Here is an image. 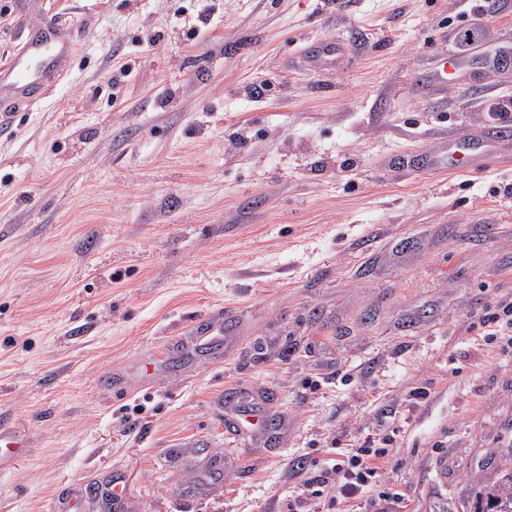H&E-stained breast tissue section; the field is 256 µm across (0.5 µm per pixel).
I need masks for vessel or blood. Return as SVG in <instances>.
Returning a JSON list of instances; mask_svg holds the SVG:
<instances>
[{
	"instance_id": "vessel-or-blood-1",
	"label": "vessel or blood",
	"mask_w": 512,
	"mask_h": 512,
	"mask_svg": "<svg viewBox=\"0 0 512 512\" xmlns=\"http://www.w3.org/2000/svg\"><path fill=\"white\" fill-rule=\"evenodd\" d=\"M75 41V35L47 23L28 35L7 62L0 64V115L13 116L36 103L51 83L62 78L76 49ZM345 53L343 42L322 41L311 46L305 58L312 71L319 72L335 68ZM463 64L462 58L439 54L426 74L415 76L412 87L422 92L429 84L447 82ZM510 142L512 129L506 127L486 138L452 135L443 151L428 154L425 168L442 174L481 169L496 157L498 146ZM223 333L217 324L196 326L197 350L218 354ZM26 446L24 435L0 422V471L12 469Z\"/></svg>"
}]
</instances>
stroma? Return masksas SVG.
Instances as JSON below:
<instances>
[{
    "instance_id": "35a3bbf8",
    "label": "stroma",
    "mask_w": 512,
    "mask_h": 512,
    "mask_svg": "<svg viewBox=\"0 0 512 512\" xmlns=\"http://www.w3.org/2000/svg\"><path fill=\"white\" fill-rule=\"evenodd\" d=\"M207 3L203 23L196 0H0V61L30 17L82 41L0 124V419L31 442L0 512H56L115 478V512H291L327 448L369 433L394 434L404 501L372 489L359 512H473L512 452V359L478 325L512 300V146L470 173L402 166L499 126L512 66L486 54L512 49V0ZM470 29L482 49L413 92ZM322 38L349 49L314 77ZM219 309L220 360L137 382ZM115 372L127 391L105 386ZM229 393L275 429L227 436ZM463 64L464 61L462 58L441 53L433 62L432 67L426 71L425 75H416L414 77L412 87L415 91L425 92L430 83L448 82V76L460 70Z\"/></svg>"
}]
</instances>
